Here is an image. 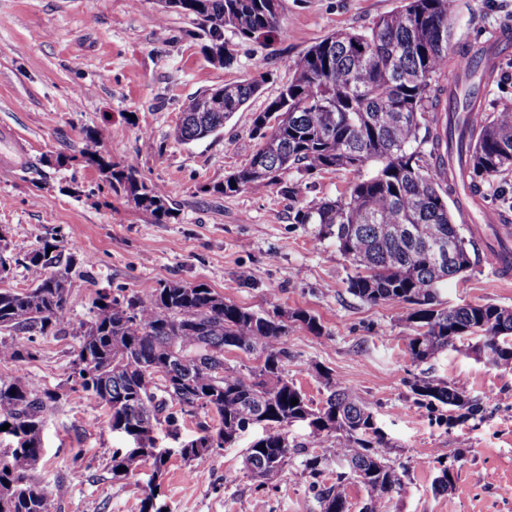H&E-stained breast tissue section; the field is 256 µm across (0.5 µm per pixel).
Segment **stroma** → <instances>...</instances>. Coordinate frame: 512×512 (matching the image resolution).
I'll return each instance as SVG.
<instances>
[{
  "instance_id": "stroma-1",
  "label": "stroma",
  "mask_w": 512,
  "mask_h": 512,
  "mask_svg": "<svg viewBox=\"0 0 512 512\" xmlns=\"http://www.w3.org/2000/svg\"><path fill=\"white\" fill-rule=\"evenodd\" d=\"M398 5L280 0L287 36L245 39L225 31L235 60L224 67L204 53L192 16L162 12L158 0H0V255L17 260L0 286L28 288L20 258L56 243L74 256L68 307L76 324L88 320L96 291L145 294L167 281L205 284L262 315L308 311L322 331L289 323L285 374L318 405L326 397L319 373L328 371L374 411L393 445L392 460L408 469L405 490L387 512H512V371L476 360L465 345L413 364L395 309L351 294L353 270L335 243L318 238L315 225L294 221L298 208L336 198L372 166L310 178L289 172L260 191H212L257 150L252 115L291 78V65L306 49L334 32L371 27ZM452 20L456 42L481 45L496 29L512 26V0H454ZM258 75L260 93L222 133L189 144L173 140L188 100ZM101 127L107 131L102 153L134 164L161 186L174 217L157 223L79 159L86 132ZM60 155L68 163L55 165ZM292 185L299 188L293 197ZM439 298L449 307L512 308V280L495 274L485 249ZM36 345V360L0 362V376L66 392L45 416L33 471L50 495V512H140L153 468L141 462L133 475L113 477L112 451L130 442L72 391L77 337L40 336ZM420 375L487 400L484 419L447 426L411 392L410 380ZM261 434V426L250 427L193 469L176 448L198 437L196 417H184L174 435L158 428L157 443L173 450L160 479L168 512H321L299 462L266 479L246 470L245 451ZM439 451L455 459L456 478L444 493L434 490ZM59 484L66 493L57 498Z\"/></svg>"
}]
</instances>
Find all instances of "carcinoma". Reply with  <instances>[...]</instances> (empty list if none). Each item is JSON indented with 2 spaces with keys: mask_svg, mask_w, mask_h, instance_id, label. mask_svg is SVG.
Masks as SVG:
<instances>
[{
  "mask_svg": "<svg viewBox=\"0 0 512 512\" xmlns=\"http://www.w3.org/2000/svg\"><path fill=\"white\" fill-rule=\"evenodd\" d=\"M453 0H401V5L366 30L333 33L311 45L293 64L292 78L252 120L259 149L242 168L213 190L224 195L258 190L287 172L312 175L338 168L373 172L334 200L300 208L298 224L317 225V237L332 239L354 269L349 291L371 304L403 311L410 333L406 353L414 363L475 340L491 366L512 371V309L495 304L443 308L440 288L467 272L487 236L455 222L448 198L459 183L477 193L480 184L512 172V106L485 113L477 105L476 69L456 71L460 55L479 58L481 45L453 43ZM197 21L207 50L234 62L224 30L251 39L284 32L280 0H167ZM261 88L253 77L207 90L189 101L173 129L177 143L201 140L224 128ZM106 130L87 133L80 155L95 166L107 188L123 194L157 220L173 217L163 189L146 181L132 164L99 150ZM52 251H47V248ZM32 286L0 289V330L28 336L79 337L69 380L72 390L103 409L109 426L126 429L150 421L178 430L196 409L212 411L218 424L198 423L201 448H181L194 466L233 444L253 424L263 435L246 449L251 472L267 476L303 456L301 476L317 490L321 512H348L346 488L366 491L362 512H386L405 486L406 469L389 463L393 444L375 424L372 410L351 389L324 376L327 397L319 407L285 375L290 359L287 326L259 315L200 284H159L149 294L122 288L96 292L91 318L74 326L68 310L71 257L57 245L24 256ZM239 350L264 362L247 375L230 371L224 352ZM5 362H30V346L0 339ZM421 405L448 408V426L483 413L485 402L446 381L415 377L409 384ZM63 393L37 389L22 378H0V427L9 425L23 453L0 454V512H48V497L31 475L41 456L46 412ZM298 404L291 405V400ZM305 422L312 436L328 443L308 452L289 440L288 427ZM150 449L153 478L163 475L171 452ZM337 460L334 481L321 480L324 464ZM134 459L124 448L110 458L115 477L129 476ZM125 470L118 471L119 467ZM149 486L140 512H162L166 504Z\"/></svg>",
  "mask_w": 512,
  "mask_h": 512,
  "instance_id": "cac0c4a2",
  "label": "carcinoma"
}]
</instances>
